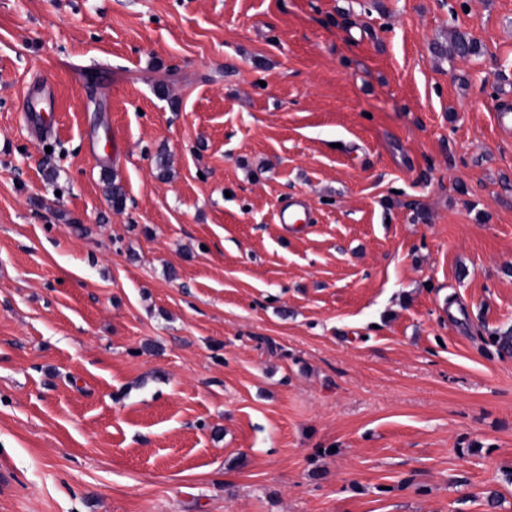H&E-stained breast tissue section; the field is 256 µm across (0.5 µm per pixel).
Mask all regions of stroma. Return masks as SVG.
<instances>
[{"instance_id":"stroma-1","label":"stroma","mask_w":512,"mask_h":512,"mask_svg":"<svg viewBox=\"0 0 512 512\" xmlns=\"http://www.w3.org/2000/svg\"><path fill=\"white\" fill-rule=\"evenodd\" d=\"M508 92L512 0H0V512H512ZM26 97L31 103V110L26 113L27 126L40 138L51 136L54 133L51 117L53 99L49 86L44 82H32ZM302 211L306 218L302 217ZM277 221L280 224H297L299 221H302L303 224H311L314 222L312 219L307 218L306 206L299 198L288 201V204L279 209Z\"/></svg>"}]
</instances>
